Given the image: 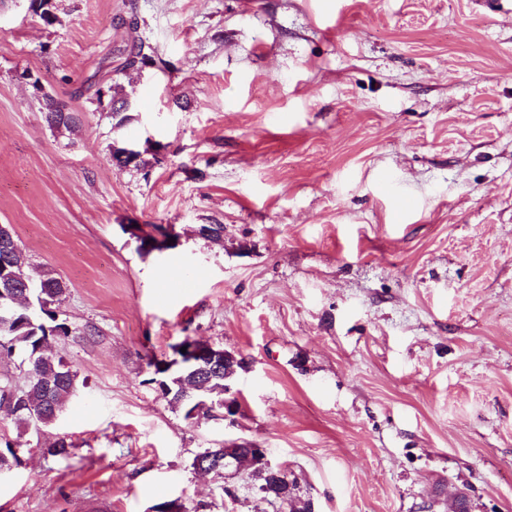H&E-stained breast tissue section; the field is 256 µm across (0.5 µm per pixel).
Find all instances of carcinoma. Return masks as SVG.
Wrapping results in <instances>:
<instances>
[{
	"label": "carcinoma",
	"mask_w": 512,
	"mask_h": 512,
	"mask_svg": "<svg viewBox=\"0 0 512 512\" xmlns=\"http://www.w3.org/2000/svg\"><path fill=\"white\" fill-rule=\"evenodd\" d=\"M31 10L42 21L56 20L52 0H31ZM131 33L123 70H137L153 62L154 50L137 34L139 22L132 16L126 21ZM51 128L61 133L73 131L80 123L79 113H57ZM26 258L19 246L5 253L0 250V364L20 360L25 367V383L18 385L12 376L0 373V416L24 431L40 433L55 422L65 403L76 390L77 371L54 352L53 344L72 334L60 308L68 286L49 270L26 271ZM154 368L149 382L156 384L168 403L190 418V408L209 412L224 403V374H192V398L183 400L181 373L169 372L166 360L152 357ZM16 443L0 435V473L20 464Z\"/></svg>",
	"instance_id": "cac0c4a2"
}]
</instances>
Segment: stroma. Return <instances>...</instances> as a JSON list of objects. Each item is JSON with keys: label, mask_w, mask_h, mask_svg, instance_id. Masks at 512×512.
<instances>
[{"label": "stroma", "mask_w": 512, "mask_h": 512, "mask_svg": "<svg viewBox=\"0 0 512 512\" xmlns=\"http://www.w3.org/2000/svg\"><path fill=\"white\" fill-rule=\"evenodd\" d=\"M54 13L0 0V224L68 285L77 388L40 434L0 419L21 460L0 512H289L193 470L229 445L268 449L315 512H512V0ZM133 15L156 62L122 72ZM113 80L122 127L95 96ZM115 142L157 160L117 166ZM132 224L175 248L141 253ZM187 336L236 357L235 415L185 419L148 385ZM45 109H48L52 105L62 106L68 110V112H55L59 117L56 124H49V126L59 133L72 132L80 123L81 117L78 112L72 111L65 102L55 99L54 97L44 94L43 96Z\"/></svg>", "instance_id": "stroma-1"}]
</instances>
